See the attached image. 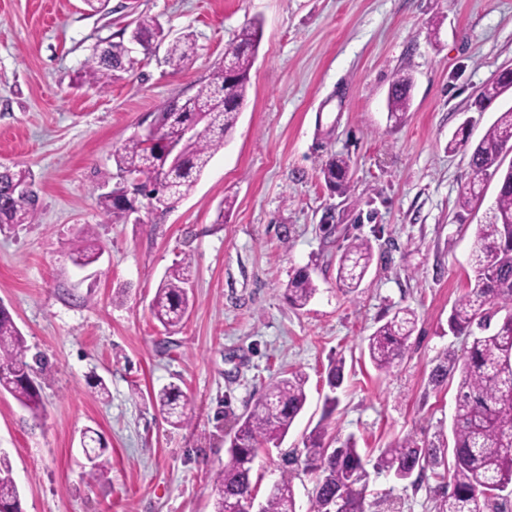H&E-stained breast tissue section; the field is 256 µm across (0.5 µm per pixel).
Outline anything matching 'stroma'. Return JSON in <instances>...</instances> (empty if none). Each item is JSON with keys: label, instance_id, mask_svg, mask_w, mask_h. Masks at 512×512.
<instances>
[{"label": "stroma", "instance_id": "35a3bbf8", "mask_svg": "<svg viewBox=\"0 0 512 512\" xmlns=\"http://www.w3.org/2000/svg\"><path fill=\"white\" fill-rule=\"evenodd\" d=\"M162 30L155 53L131 44L135 20ZM261 41L248 100L193 191L163 207L136 202L112 223L100 199L115 186V148L143 133L157 110L193 95L242 31ZM191 35L197 54L165 62L170 40ZM102 40L130 43L133 62L106 88L79 72ZM512 67V0H0V166L30 168L37 221L0 229V304L44 364L36 419L0 393V460L12 469L23 512H213V479L239 418L267 385L307 377V404L280 447L259 452L252 480L266 495L318 424L354 435L371 468L366 512H437L441 479L406 481L375 470L383 448L407 436L452 444L459 379L432 386L442 352L466 360L471 340L448 316L473 280L469 253L497 194L461 207L472 177L469 147L512 88H483ZM399 74L414 79L409 112L387 118ZM465 132L467 144L449 150ZM350 159V188L328 189L320 167ZM235 205L225 218V199ZM102 254L72 253L85 231ZM373 262L350 293L336 277L353 239ZM191 258L194 306L166 332L151 300L164 274ZM308 271L317 292L303 308L287 284ZM416 329L404 359L377 372L366 338L400 309ZM344 360L338 406L324 413L331 362ZM102 378L109 397L91 388ZM180 386L190 424L173 427L151 402ZM95 428L109 472L90 476L80 447ZM296 508L310 512L317 476L292 466Z\"/></svg>", "mask_w": 512, "mask_h": 512}]
</instances>
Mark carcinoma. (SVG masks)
Instances as JSON below:
<instances>
[{
  "label": "carcinoma",
  "instance_id": "1",
  "mask_svg": "<svg viewBox=\"0 0 512 512\" xmlns=\"http://www.w3.org/2000/svg\"><path fill=\"white\" fill-rule=\"evenodd\" d=\"M133 34L144 53L152 51L155 23L140 17ZM259 28L244 29L238 38L237 52L230 61L233 76H225V67L212 71L207 82L180 106L168 102L157 112L162 131L159 141L148 147L135 136L115 150L114 160L119 182L101 200L105 216L117 222L126 218L130 187L159 204L180 200L190 194L213 155L224 147V138L237 123L247 98L252 69L259 45ZM130 49L122 42L105 41L87 58L83 79L100 89L106 87L110 74L131 63ZM195 54L187 38L173 41L166 63L177 70ZM412 78L399 75L387 94L388 117L399 122L410 108ZM512 85V73H503L487 85L481 99L492 100ZM180 112L184 120H196L204 128L201 135L185 139L182 122L167 114ZM512 135V108L500 113L470 153V167L497 179L494 204L486 212L487 221L477 225L470 251L474 283L454 305L448 325L457 334L473 337L463 365L457 357L444 352L430 372L429 382L439 387L448 377L460 372L453 418V462L448 470L449 489L443 491L438 512H507L512 498V162L504 164V146ZM324 182L331 190L347 193L350 164L335 155L321 166ZM33 174L27 168L0 170V224H33L37 219L35 198L19 202L7 189L13 184H30ZM99 245L87 233L74 255L78 266L98 260ZM369 241L357 238L349 243L338 260L337 278L350 293L356 291L372 262ZM191 262L171 268L159 283L152 299V313L166 330L183 324L192 306L187 285ZM290 303L302 308L317 288L304 270L288 282ZM484 332L473 336V328ZM415 329V315L401 309L367 338L370 361L380 372L389 371L400 362ZM27 346L10 313L0 307V391H6L21 406L38 417L43 413L40 384L24 381L19 374L31 369L26 361ZM344 381V362L331 365L326 377L330 395L326 405L335 409L336 390ZM307 379L291 372L271 382L253 409L237 423L233 445L214 484L213 512H226L243 496L253 491L252 465L259 449L278 445L288 434L307 403ZM182 391L176 384L163 387L155 403L175 427L189 424ZM87 444L95 446L91 476L98 478L107 470L106 446L85 430ZM304 466L319 472L313 496L312 512H322L320 503L342 499L346 512H364L368 473L364 468L354 436L344 439L329 434L324 425L315 427L304 442ZM445 449L426 440L408 437L383 449L376 469L392 471L406 480L415 471L439 467ZM0 512H21L20 492L7 465H0ZM263 512H297L293 478L281 476L263 505Z\"/></svg>",
  "mask_w": 512,
  "mask_h": 512
}]
</instances>
